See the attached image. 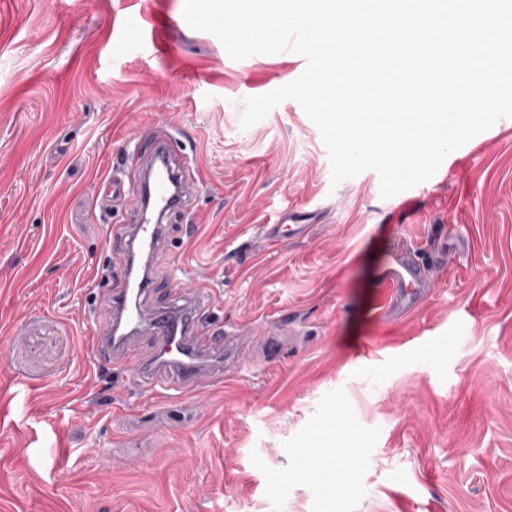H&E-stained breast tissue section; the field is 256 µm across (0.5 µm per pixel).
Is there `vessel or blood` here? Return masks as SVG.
I'll return each mask as SVG.
<instances>
[{
  "instance_id": "obj_1",
  "label": "vessel or blood",
  "mask_w": 512,
  "mask_h": 512,
  "mask_svg": "<svg viewBox=\"0 0 512 512\" xmlns=\"http://www.w3.org/2000/svg\"><path fill=\"white\" fill-rule=\"evenodd\" d=\"M176 138L162 133L148 146H135L136 174L132 181L113 180V195L130 192L136 196L123 224L124 252L129 257L124 287L106 293L104 311L98 317L102 328L93 337L95 350L115 361L129 360L128 354L139 335L156 339L153 350L133 363L132 382L146 391L185 392L201 381L222 378L244 351L239 334L215 339L201 328L200 318L211 306L210 290L204 284L185 281L162 305H149L154 286L150 270L167 236L172 215L187 211L195 198L187 190L196 171L175 161ZM430 266L403 248L390 252L379 280L387 288V309L405 312L417 296L432 288Z\"/></svg>"
}]
</instances>
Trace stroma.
Wrapping results in <instances>:
<instances>
[{
  "label": "stroma",
  "instance_id": "1",
  "mask_svg": "<svg viewBox=\"0 0 512 512\" xmlns=\"http://www.w3.org/2000/svg\"><path fill=\"white\" fill-rule=\"evenodd\" d=\"M184 5L0 0V512H512V117L393 197L371 169L332 185L297 101L240 125L301 55L233 60ZM162 128L200 182L153 298L203 277V324L246 345L184 394L137 391L91 343L135 205L97 185ZM291 212L308 235L268 240ZM443 237L432 294L381 318L393 243ZM331 433L355 463L333 492L296 476Z\"/></svg>",
  "mask_w": 512,
  "mask_h": 512
}]
</instances>
